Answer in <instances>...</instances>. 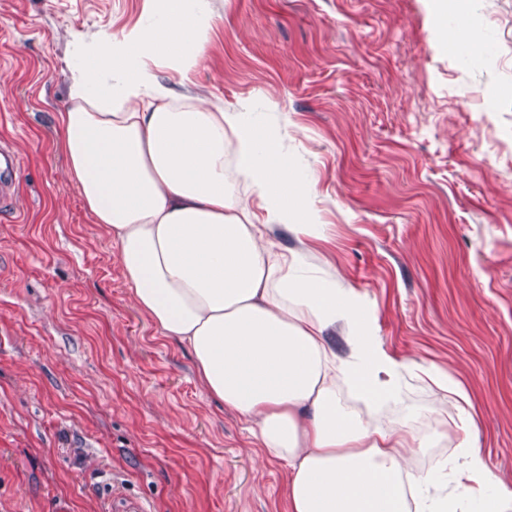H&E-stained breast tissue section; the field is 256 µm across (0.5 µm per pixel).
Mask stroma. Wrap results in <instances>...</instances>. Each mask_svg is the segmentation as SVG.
Masks as SVG:
<instances>
[{
  "mask_svg": "<svg viewBox=\"0 0 512 512\" xmlns=\"http://www.w3.org/2000/svg\"><path fill=\"white\" fill-rule=\"evenodd\" d=\"M149 0H0V141L20 159L0 212V512H108L111 484L153 512H287V474L138 308L66 175L69 63ZM195 92L290 113L314 253L368 295L402 361L421 451L457 454L467 390L491 473L512 486V0H212ZM494 47L464 65L476 33Z\"/></svg>",
  "mask_w": 512,
  "mask_h": 512,
  "instance_id": "obj_1",
  "label": "stroma"
}]
</instances>
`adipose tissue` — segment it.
<instances>
[{
	"mask_svg": "<svg viewBox=\"0 0 512 512\" xmlns=\"http://www.w3.org/2000/svg\"><path fill=\"white\" fill-rule=\"evenodd\" d=\"M179 2L153 5L134 29L72 58L57 117L68 177L110 235L140 310L191 351L260 459L284 464L288 512H423L432 481L410 469L426 440L412 418L381 424L372 413L401 399L400 365L368 298L308 258L319 236L280 137L291 117L260 105L230 112L218 97L181 105L216 16L211 0ZM161 57L176 61L180 89L152 72ZM344 383L359 408L337 403ZM459 421L456 497L478 486L491 512H512V487L488 482L465 407Z\"/></svg>",
	"mask_w": 512,
	"mask_h": 512,
	"instance_id": "obj_1",
	"label": "adipose tissue"
}]
</instances>
